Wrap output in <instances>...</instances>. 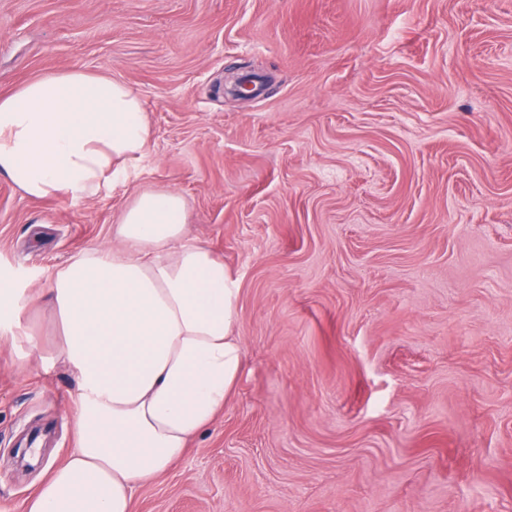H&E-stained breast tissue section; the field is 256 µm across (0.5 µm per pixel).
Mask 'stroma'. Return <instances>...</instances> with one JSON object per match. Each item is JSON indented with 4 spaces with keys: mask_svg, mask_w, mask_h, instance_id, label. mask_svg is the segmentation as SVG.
Masks as SVG:
<instances>
[{
    "mask_svg": "<svg viewBox=\"0 0 512 512\" xmlns=\"http://www.w3.org/2000/svg\"><path fill=\"white\" fill-rule=\"evenodd\" d=\"M66 70L137 94L149 149L75 202L0 175V275L46 287L170 188L241 286L235 390L132 512H512V0H0V94ZM22 323L0 512L75 448L55 312Z\"/></svg>",
    "mask_w": 512,
    "mask_h": 512,
    "instance_id": "1",
    "label": "stroma"
}]
</instances>
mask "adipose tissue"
<instances>
[{"instance_id":"1","label":"adipose tissue","mask_w":512,"mask_h":512,"mask_svg":"<svg viewBox=\"0 0 512 512\" xmlns=\"http://www.w3.org/2000/svg\"><path fill=\"white\" fill-rule=\"evenodd\" d=\"M149 144L140 99L111 78L53 73L0 96V172L32 199L95 196ZM186 219L180 193L143 190L111 245L50 272L77 447L47 465L27 512H132L135 488L223 411L245 359L233 333L240 282L187 239Z\"/></svg>"}]
</instances>
